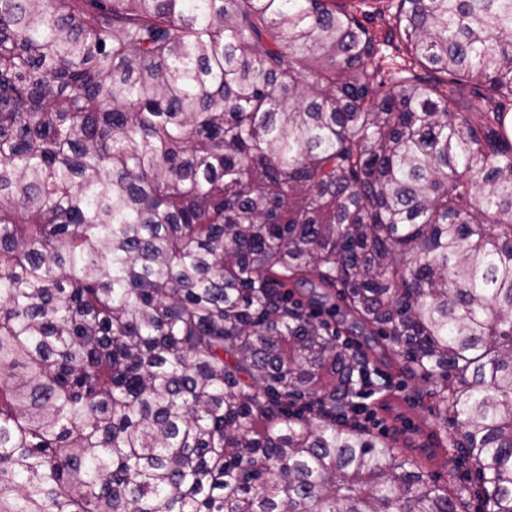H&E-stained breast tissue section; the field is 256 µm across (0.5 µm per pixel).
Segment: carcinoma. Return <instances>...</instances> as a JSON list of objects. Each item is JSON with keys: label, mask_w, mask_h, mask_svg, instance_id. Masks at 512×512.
<instances>
[{"label": "carcinoma", "mask_w": 512, "mask_h": 512, "mask_svg": "<svg viewBox=\"0 0 512 512\" xmlns=\"http://www.w3.org/2000/svg\"><path fill=\"white\" fill-rule=\"evenodd\" d=\"M389 9L0 0V512H463L333 298L512 512V0ZM391 381L392 384L390 388H374L369 391H375L376 394L366 399H364L366 395L362 398L356 399V401L362 403L364 407L374 411L376 420L366 421L364 413L355 415L354 418L359 421L364 428L375 434H382V425L377 418L378 416H376L377 401L387 394H397L388 396L378 403V410L383 416V419L387 422L386 427L380 419L386 428L385 433L389 434L387 430V428H389L393 435L408 438L413 441L416 446L428 447L427 437L431 430L429 427L423 428V423L416 418V411L426 424H438V419L435 416H432L427 408L430 402L427 392L433 388V383L431 381L425 382L416 378L407 379L406 385L404 386L402 381H400L395 374H392ZM398 395L402 396L406 401L414 405L416 410Z\"/></svg>", "instance_id": "cac0c4a2"}]
</instances>
